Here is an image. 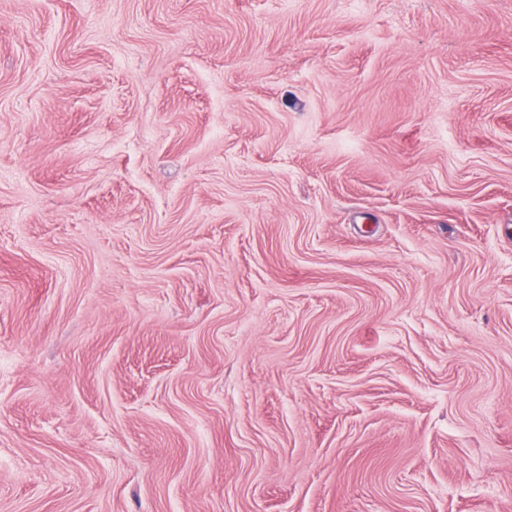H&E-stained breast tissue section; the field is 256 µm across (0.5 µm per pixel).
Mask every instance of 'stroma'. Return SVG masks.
Listing matches in <instances>:
<instances>
[{
	"label": "stroma",
	"mask_w": 512,
	"mask_h": 512,
	"mask_svg": "<svg viewBox=\"0 0 512 512\" xmlns=\"http://www.w3.org/2000/svg\"><path fill=\"white\" fill-rule=\"evenodd\" d=\"M0 512H512V0H0Z\"/></svg>",
	"instance_id": "35a3bbf8"
}]
</instances>
